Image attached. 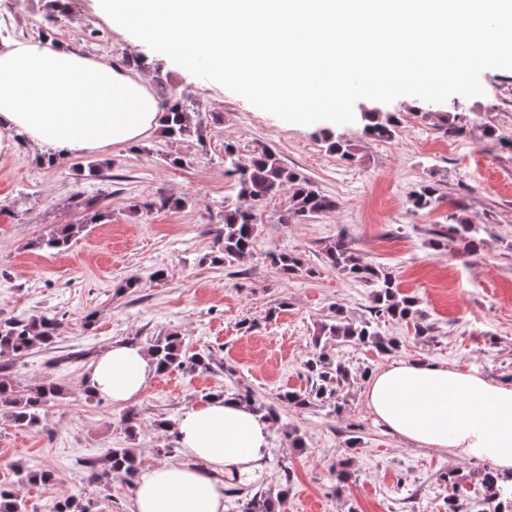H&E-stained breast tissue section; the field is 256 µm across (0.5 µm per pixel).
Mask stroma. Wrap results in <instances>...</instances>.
Instances as JSON below:
<instances>
[{
  "label": "stroma",
  "instance_id": "1",
  "mask_svg": "<svg viewBox=\"0 0 512 512\" xmlns=\"http://www.w3.org/2000/svg\"><path fill=\"white\" fill-rule=\"evenodd\" d=\"M51 9L50 0H0V45L37 40L39 28L49 27L84 54L145 73L155 94L195 99L207 128L200 141L171 140L157 129L131 146L53 163L24 145L0 155V317L51 312L66 322L53 344L0 366V376L18 388L48 376L72 392L35 428L0 416V474L20 463L56 476L48 489L20 486L29 512H50L70 495L93 501L94 512H130L126 478L89 482L84 461H101L111 448L136 449L146 466L183 460L158 421L179 419L221 388L250 389L280 418L263 470L225 473L224 512H236L237 493L283 486L286 512H448L454 486L478 484L488 461H452L389 432L367 406L364 374L395 359L426 360L512 384V70H485L481 96L443 103L402 96L380 104L398 125L392 138L376 140L365 132L370 100L356 102L349 124H289L106 23L97 0H68L48 26ZM328 132L350 143L351 159L327 151ZM228 144L244 159L254 147L271 146L285 167L334 197L336 210L284 223L285 200L268 203L253 257L240 266L217 262L224 208L238 194L224 173ZM176 157L183 165H173ZM92 163L99 167L94 175ZM429 182L442 202L414 209L411 195ZM89 203L102 215L98 223L84 226L61 251L38 249L59 225L81 224ZM458 216L475 224L477 249L457 241L435 247ZM341 236L364 262L395 275L434 331L419 338L406 322L381 320L382 336L401 343L391 355L329 341V352L350 364L353 381L336 402L293 407L279 395L308 387L303 363L322 322L338 308L364 318L373 304L370 283L324 261L325 247ZM274 250L299 254L308 273L283 275L267 257ZM132 276L138 283L130 288ZM245 319L252 330L242 327ZM170 333L182 336L187 349L212 351L214 369L157 374L126 408L84 398L81 379L108 344L143 346ZM129 408L140 418L131 434L120 422ZM285 426L303 436L302 452L289 448ZM343 458L352 477L341 485L331 469Z\"/></svg>",
  "mask_w": 512,
  "mask_h": 512
}]
</instances>
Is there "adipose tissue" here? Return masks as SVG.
Returning <instances> with one entry per match:
<instances>
[{"label": "adipose tissue", "mask_w": 512, "mask_h": 512, "mask_svg": "<svg viewBox=\"0 0 512 512\" xmlns=\"http://www.w3.org/2000/svg\"><path fill=\"white\" fill-rule=\"evenodd\" d=\"M158 119L146 75L48 39L0 47L2 155L21 142L64 156L103 153L139 142ZM156 370L145 348L114 342L81 387L89 396L125 404L142 394ZM366 400L378 421L413 444L512 473V385L427 361H395L369 379ZM176 435L185 461L146 467L133 512H224V471L261 469L271 426L239 401L214 398L186 411Z\"/></svg>", "instance_id": "1"}]
</instances>
